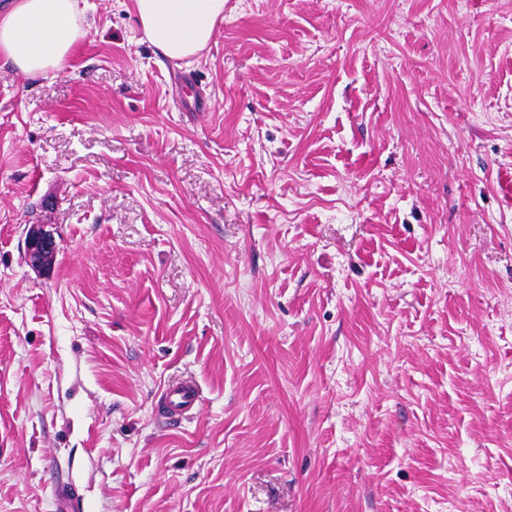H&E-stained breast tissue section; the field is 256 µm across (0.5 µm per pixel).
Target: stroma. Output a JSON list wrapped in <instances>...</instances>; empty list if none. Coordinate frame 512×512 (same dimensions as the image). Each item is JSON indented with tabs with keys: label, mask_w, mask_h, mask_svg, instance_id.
<instances>
[{
	"label": "stroma",
	"mask_w": 512,
	"mask_h": 512,
	"mask_svg": "<svg viewBox=\"0 0 512 512\" xmlns=\"http://www.w3.org/2000/svg\"><path fill=\"white\" fill-rule=\"evenodd\" d=\"M80 7L0 57V512H512V0ZM0 11V54L23 78L58 70L83 35L78 0H12ZM145 37L165 57L196 56L224 21V0H133ZM25 243L32 264L46 266L52 261L57 243L54 233L45 229V225H31L27 229ZM202 391L194 380H180L166 384L158 400L159 415L167 425L181 424L192 418L201 402Z\"/></svg>",
	"instance_id": "stroma-1"
}]
</instances>
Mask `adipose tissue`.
<instances>
[{
  "label": "adipose tissue",
  "instance_id": "obj_1",
  "mask_svg": "<svg viewBox=\"0 0 512 512\" xmlns=\"http://www.w3.org/2000/svg\"><path fill=\"white\" fill-rule=\"evenodd\" d=\"M145 37L165 57L196 56L224 20V0H133ZM83 34L78 0H14L0 11V55L33 78L61 67Z\"/></svg>",
  "mask_w": 512,
  "mask_h": 512
}]
</instances>
